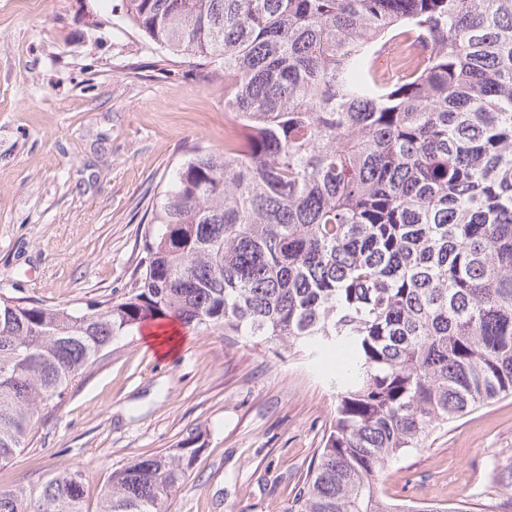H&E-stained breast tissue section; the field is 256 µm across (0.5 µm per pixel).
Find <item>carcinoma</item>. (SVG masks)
<instances>
[{"instance_id":"carcinoma-1","label":"carcinoma","mask_w":512,"mask_h":512,"mask_svg":"<svg viewBox=\"0 0 512 512\" xmlns=\"http://www.w3.org/2000/svg\"><path fill=\"white\" fill-rule=\"evenodd\" d=\"M119 19L224 77V151L153 207L144 269L83 309L0 296V465L119 336L176 320L340 359L336 414L288 512H500L379 488L431 434L512 396V0H122ZM112 472L99 512H163L205 449ZM80 470L0 512H85Z\"/></svg>"}]
</instances>
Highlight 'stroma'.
I'll return each instance as SVG.
<instances>
[{
  "instance_id": "stroma-1",
  "label": "stroma",
  "mask_w": 512,
  "mask_h": 512,
  "mask_svg": "<svg viewBox=\"0 0 512 512\" xmlns=\"http://www.w3.org/2000/svg\"><path fill=\"white\" fill-rule=\"evenodd\" d=\"M121 0H0V293L44 304L120 300L139 275L148 213L195 145L224 146V80H203L136 29ZM163 359L143 335L110 354L52 412L0 487L81 470L87 512L113 469L175 445H208L167 512H285L335 414L322 352L188 329ZM512 459V397L450 423L390 465L383 493L452 507Z\"/></svg>"
}]
</instances>
